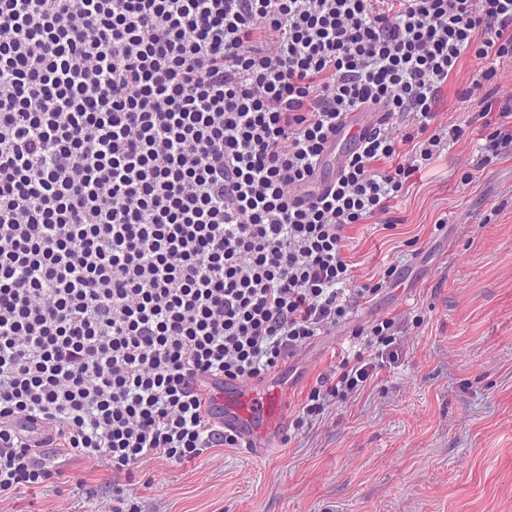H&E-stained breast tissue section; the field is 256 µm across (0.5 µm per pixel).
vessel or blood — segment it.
Listing matches in <instances>:
<instances>
[{
	"label": "vessel or blood",
	"mask_w": 512,
	"mask_h": 512,
	"mask_svg": "<svg viewBox=\"0 0 512 512\" xmlns=\"http://www.w3.org/2000/svg\"><path fill=\"white\" fill-rule=\"evenodd\" d=\"M372 127L368 113L348 115L336 134L337 148L325 152L323 159L341 165L344 156L340 144L355 141ZM209 411L221 427L240 433L248 444V453L260 457L282 437L288 427L286 392L275 381L241 382L227 377L207 381Z\"/></svg>",
	"instance_id": "1"
}]
</instances>
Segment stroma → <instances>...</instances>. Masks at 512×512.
Wrapping results in <instances>:
<instances>
[{
    "label": "stroma",
    "mask_w": 512,
    "mask_h": 512,
    "mask_svg": "<svg viewBox=\"0 0 512 512\" xmlns=\"http://www.w3.org/2000/svg\"><path fill=\"white\" fill-rule=\"evenodd\" d=\"M474 69L464 61L449 82L441 120H471L476 103L456 92ZM485 134L472 122L414 173L392 227L348 228L354 285L382 288L297 354L288 415L350 351L352 326L388 317L397 340L378 377L270 456L221 447L182 464L148 462L138 512H512V154L476 169ZM390 267L394 285L381 280ZM57 465L79 489H36L17 512H97L111 496L106 469Z\"/></svg>",
    "instance_id": "stroma-1"
}]
</instances>
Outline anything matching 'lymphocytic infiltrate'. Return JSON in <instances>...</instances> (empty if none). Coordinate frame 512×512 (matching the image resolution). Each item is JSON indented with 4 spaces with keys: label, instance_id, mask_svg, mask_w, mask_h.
<instances>
[{
    "label": "lymphocytic infiltrate",
    "instance_id": "1",
    "mask_svg": "<svg viewBox=\"0 0 512 512\" xmlns=\"http://www.w3.org/2000/svg\"><path fill=\"white\" fill-rule=\"evenodd\" d=\"M512 150V0H0V512L70 482L14 426L108 468L104 512H137L151 459L237 448L208 375L261 381L347 321L346 228L389 214L469 121ZM351 112L385 118L317 182ZM394 321L319 376L296 428L377 376ZM475 63L469 58L465 59L461 69V73L448 82V94L445 95L444 102L440 107V121L448 120V123H458L463 120L471 119L473 113L479 108L475 102L461 103L457 100L456 92L465 86V81L470 72L474 71Z\"/></svg>",
    "mask_w": 512,
    "mask_h": 512
}]
</instances>
